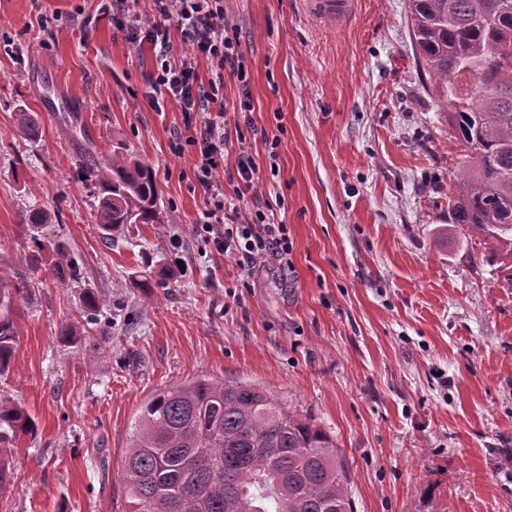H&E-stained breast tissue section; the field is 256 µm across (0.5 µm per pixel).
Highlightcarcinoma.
<instances>
[{
	"label": "carcinoma",
	"mask_w": 512,
	"mask_h": 512,
	"mask_svg": "<svg viewBox=\"0 0 512 512\" xmlns=\"http://www.w3.org/2000/svg\"><path fill=\"white\" fill-rule=\"evenodd\" d=\"M503 0H408L427 92L448 113L468 154L452 171L453 220L512 255V13ZM98 192L95 223L108 233L127 224H160L154 168L117 146L80 159ZM57 277L77 266L64 242L43 243ZM32 282L0 277V375L16 351L13 297ZM36 424L0 398V490L11 484L5 445ZM123 481L130 512H354L350 476L336 440L271 392L242 382L199 378L153 393L127 448Z\"/></svg>",
	"instance_id": "carcinoma-1"
}]
</instances>
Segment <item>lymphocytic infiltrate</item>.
I'll return each mask as SVG.
<instances>
[{"instance_id": "1", "label": "lymphocytic infiltrate", "mask_w": 512, "mask_h": 512, "mask_svg": "<svg viewBox=\"0 0 512 512\" xmlns=\"http://www.w3.org/2000/svg\"><path fill=\"white\" fill-rule=\"evenodd\" d=\"M127 0H105L104 11L114 12L119 30L129 42L157 47L155 70L149 76L153 89L151 107H159L160 97H169L184 114L197 113L201 119L177 135L172 146L176 157H190L193 175L206 198L199 219L203 232L210 234L218 251L230 257L255 262L265 256H283L289 250L287 228L271 222L259 203L262 193L256 181L258 167L240 125L230 124L217 103L223 96L225 78L236 79L248 90L249 77L240 52L238 30L224 19V0H152L154 12L145 18L126 9ZM178 31L191 54L174 58L171 31ZM210 64L208 79L196 69L198 57ZM237 144V184L225 192L220 181L224 170V149ZM257 208L253 216L242 212V200Z\"/></svg>"}]
</instances>
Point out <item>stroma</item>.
<instances>
[{
    "instance_id": "35a3bbf8",
    "label": "stroma",
    "mask_w": 512,
    "mask_h": 512,
    "mask_svg": "<svg viewBox=\"0 0 512 512\" xmlns=\"http://www.w3.org/2000/svg\"><path fill=\"white\" fill-rule=\"evenodd\" d=\"M250 72L260 187L287 264L237 263L196 221L205 198L170 150L184 115L145 97L150 44L99 0H0V274L28 276L41 206L80 277L13 301L0 393L35 420L0 512H127L135 420L198 377L270 391L335 437L356 512H512V263L453 226L456 155L415 63L407 0H354L315 25L302 0H224ZM40 119L36 136L19 113ZM149 161L162 223L105 236L86 145ZM447 239H437L439 227ZM96 307H88L87 296Z\"/></svg>"
}]
</instances>
